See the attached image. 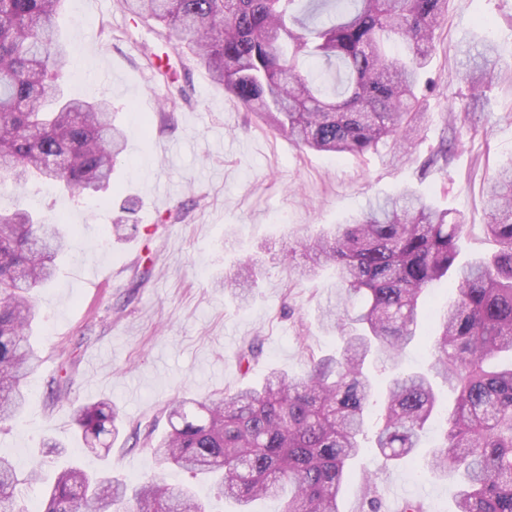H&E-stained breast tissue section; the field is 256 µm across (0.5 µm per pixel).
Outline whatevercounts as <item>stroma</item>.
Wrapping results in <instances>:
<instances>
[{"instance_id": "stroma-1", "label": "stroma", "mask_w": 512, "mask_h": 512, "mask_svg": "<svg viewBox=\"0 0 512 512\" xmlns=\"http://www.w3.org/2000/svg\"><path fill=\"white\" fill-rule=\"evenodd\" d=\"M60 24L78 63L67 93L110 100L127 149L111 188L95 201L48 186L22 193L0 186V205L30 200L64 214L71 229L55 279L33 295L31 341L43 362L28 379L23 411L0 429V455L25 470L53 439L86 472L153 476L192 487L211 512H234L206 483L134 445L133 433L162 435L176 397L256 384L273 368L298 375L309 354L340 349V336L318 322L334 272L325 267L290 280L279 260L288 237L328 230L368 198L410 185L464 216L461 260L496 251L484 232L485 191L512 161V0H449L423 80L414 149L386 142L359 157L299 149L214 83L183 41L128 13L123 0H66ZM485 41L497 63L484 77L480 109L471 112L470 92L453 74L459 47ZM159 50L175 77L154 68ZM450 122L459 135L447 166L426 167ZM114 224L140 232L118 239L109 231ZM251 256L261 270L242 305L221 281ZM94 274L102 287H91ZM255 337L263 353L245 374L237 352ZM104 398L118 407L122 426L111 451L97 454L77 439L74 410ZM376 480L381 512H391L399 496L426 512L453 508L455 484L419 479L413 465L378 472Z\"/></svg>"}]
</instances>
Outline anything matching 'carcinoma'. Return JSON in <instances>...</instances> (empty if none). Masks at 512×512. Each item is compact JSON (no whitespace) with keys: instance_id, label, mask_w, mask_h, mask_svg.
I'll list each match as a JSON object with an SVG mask.
<instances>
[{"instance_id":"carcinoma-1","label":"carcinoma","mask_w":512,"mask_h":512,"mask_svg":"<svg viewBox=\"0 0 512 512\" xmlns=\"http://www.w3.org/2000/svg\"><path fill=\"white\" fill-rule=\"evenodd\" d=\"M64 0H0V184L35 180L78 197L109 188L126 149V131L104 97L69 96V43L59 31ZM138 17L163 24L247 109L300 147L360 156L384 139L410 144L420 116L421 75L447 20L448 0H125ZM495 49L464 50L455 77L475 88ZM489 258L458 256L464 219L417 191L376 196L366 208L319 236H298L280 249L298 280L320 266L335 271L334 296L321 310L343 346L309 354L308 369L272 370L260 386L176 398L170 431L143 445L158 461L211 482L217 494L252 512L259 500L280 512H340L350 464L367 439L371 408L376 470L419 448L437 408L436 380L456 393L426 469L456 481L455 512H512V163L489 186ZM55 215L17 204L0 210V426L27 401L26 380L40 356L26 336L32 293L49 285L67 248ZM258 276L249 258L224 276V291L248 299ZM452 281L455 299L439 314L426 371L394 376L379 387L372 363L398 364L420 328L427 292ZM261 355L258 339L239 354L247 373ZM86 446L105 449L119 434L107 400L74 412ZM0 456V512H28L20 484L40 479ZM84 489L85 498L74 495ZM361 507L379 512L381 490L368 479ZM207 512L190 489L154 478L132 486L112 475L57 470L39 512Z\"/></svg>"}]
</instances>
